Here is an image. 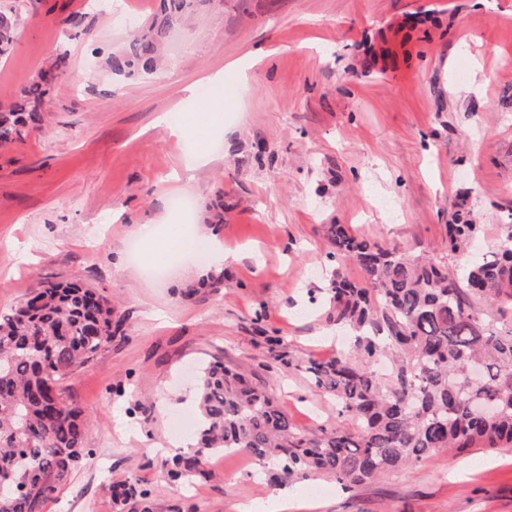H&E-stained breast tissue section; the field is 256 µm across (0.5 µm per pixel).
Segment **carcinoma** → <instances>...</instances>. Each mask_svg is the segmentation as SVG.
<instances>
[{"label": "carcinoma", "mask_w": 512, "mask_h": 512, "mask_svg": "<svg viewBox=\"0 0 512 512\" xmlns=\"http://www.w3.org/2000/svg\"><path fill=\"white\" fill-rule=\"evenodd\" d=\"M191 0H163L160 16L133 38L111 69L143 76L156 68L158 47ZM13 9H0V58L16 38ZM53 78L0 106V148L39 125V104ZM497 251L461 272L358 237L329 224V317L353 344L305 361L280 336L263 337L269 359L305 373L336 403L349 427L299 428L277 401L224 361L204 362L196 380L197 427L172 451L168 475L187 485L206 475L210 457L244 453L275 480L329 476L352 487L381 480L442 450L512 447V327H499L475 302L512 299V224ZM480 225H448V249L480 234ZM356 265L354 280L344 268ZM121 328L112 300L77 283H49L0 312V512H43L72 471L94 459L82 411L65 395V378L92 361ZM390 365L387 377L376 371ZM119 512H151L150 492L133 478L105 486Z\"/></svg>", "instance_id": "1"}]
</instances>
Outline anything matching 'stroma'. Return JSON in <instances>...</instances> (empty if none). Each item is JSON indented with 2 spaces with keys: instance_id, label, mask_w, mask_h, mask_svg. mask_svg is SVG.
Listing matches in <instances>:
<instances>
[{
  "instance_id": "obj_1",
  "label": "stroma",
  "mask_w": 512,
  "mask_h": 512,
  "mask_svg": "<svg viewBox=\"0 0 512 512\" xmlns=\"http://www.w3.org/2000/svg\"><path fill=\"white\" fill-rule=\"evenodd\" d=\"M0 62V104L70 68L41 124L0 151V311L41 283L77 281L111 299L123 333L63 382L88 419L96 463L76 469L44 512H112L107 480L138 479L154 512L263 508L274 490L250 462L217 455L193 487L165 467L174 417L195 416L193 369L223 359L251 374L310 431L344 425L301 372L267 357L263 332L302 359L336 349L322 293L324 236L361 237L451 268L458 210L496 250L512 224V0H197L162 42L156 74L105 60L145 29L159 0H26ZM223 82H210L215 71ZM492 73L483 82L482 73ZM195 85L194 97L182 89ZM214 106L207 163L157 125ZM193 203L195 238L216 262L182 258L164 275L134 255L138 224L176 223ZM219 288L186 298L205 271ZM438 452L378 482L289 481L291 512H512V451Z\"/></svg>"
}]
</instances>
